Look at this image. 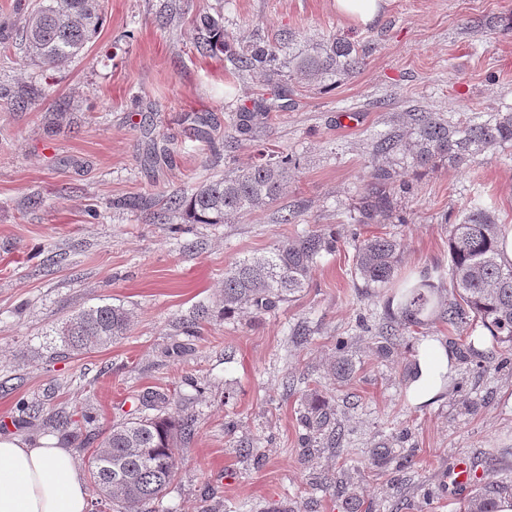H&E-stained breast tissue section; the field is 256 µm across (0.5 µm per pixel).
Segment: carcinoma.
I'll return each mask as SVG.
<instances>
[{"label":"carcinoma","instance_id":"cac0c4a2","mask_svg":"<svg viewBox=\"0 0 512 512\" xmlns=\"http://www.w3.org/2000/svg\"><path fill=\"white\" fill-rule=\"evenodd\" d=\"M102 20V0H42L23 26L20 39L34 62L51 69L80 55L96 37ZM198 52L224 53L223 16L204 14L197 18ZM240 68L258 71L270 78L281 75L276 46L253 43L232 58ZM308 79L352 73L361 61L352 42L332 37L314 51L288 58ZM270 109L239 112L233 127L240 134L252 131L267 118ZM414 139L389 136L377 145L379 154L399 153L416 167L429 168L446 160L464 165L491 148L512 145V108L498 111L485 121L450 123L433 112H414ZM296 160L283 152L260 153L250 166L206 182L186 196L173 198L166 210L181 212L186 224H222L239 215L259 211L276 200L286 188L288 169ZM371 181L357 207L359 224H382L391 219L394 192L409 191L404 175L391 165H375ZM501 225L491 211L472 206L464 209L462 221L449 225L450 289L443 295L423 270L388 298L390 322L381 331L379 351L390 353L393 338L411 327L426 325L434 316L451 327L482 328L504 353L512 351V263L504 262L497 248ZM339 238L333 228L319 229L294 239L278 241L268 252L236 261L224 273L222 313L229 317L244 308L271 312L309 285L317 260L336 251ZM400 243L387 235H371L355 246V277L364 288H386L393 284L399 262ZM131 312L121 305L103 304L83 309L61 327L62 353L78 354L105 347L126 333ZM345 341L336 340L340 355L331 371L337 381L354 372L352 361L341 355ZM143 407L154 414L142 415L112 426V431L93 451L92 483L98 498L91 512H143V507L164 494L176 473L178 448L193 431L189 418L166 412L171 405L165 392L142 395ZM332 412L326 402H314L305 415V426L327 439L334 448L338 439L329 430ZM476 494L464 512H496L499 498L512 495V482L492 476L477 480Z\"/></svg>","mask_w":512,"mask_h":512}]
</instances>
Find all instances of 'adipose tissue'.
Returning a JSON list of instances; mask_svg holds the SVG:
<instances>
[{
	"label": "adipose tissue",
	"instance_id": "obj_1",
	"mask_svg": "<svg viewBox=\"0 0 512 512\" xmlns=\"http://www.w3.org/2000/svg\"><path fill=\"white\" fill-rule=\"evenodd\" d=\"M456 377V353L441 341L421 344L407 381L417 404L434 399ZM89 501L79 462L69 449L52 442L29 445L0 435V512H88Z\"/></svg>",
	"mask_w": 512,
	"mask_h": 512
}]
</instances>
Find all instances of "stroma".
I'll return each instance as SVG.
<instances>
[{"mask_svg":"<svg viewBox=\"0 0 512 512\" xmlns=\"http://www.w3.org/2000/svg\"><path fill=\"white\" fill-rule=\"evenodd\" d=\"M217 12L229 53L264 42L295 54L338 35L364 65L321 83L236 69L195 47L194 19ZM488 17L495 31L479 25ZM262 103L274 107L270 120L236 133L232 114ZM509 107L512 0H386L366 26L338 15L333 0H105L96 38L65 64L44 70L23 46L0 48V433L58 442L87 474L113 423L161 390L172 413L193 416L195 432L156 512H345L351 503L459 512L476 487L452 490L458 458L479 471L493 454L500 476H512V364H459L449 390L411 404L403 376L420 341L454 343L470 328L435 319L379 358L373 336L386 298L356 278L352 235L401 241L398 282L435 266L436 285L448 287V228L465 206L512 225V146L459 167L418 170L390 156L411 183L393 218L360 227L354 205L375 144L410 134L409 113L484 120ZM264 148L297 164L285 192L256 213L175 234L179 216L161 224L132 205L186 195ZM286 214L293 223H281ZM327 226L340 242L309 288L269 314H220L226 269ZM105 302L131 312L127 333L89 353L54 354L50 330ZM202 305L210 313L199 334L182 335L179 319ZM300 325L310 331L302 345L292 336ZM340 338L355 366L342 386L329 376ZM314 395L328 401L340 444L306 463L301 417ZM24 403L39 417L22 414ZM56 415L78 438L49 426ZM400 434L395 459L374 463L373 448Z\"/></svg>","mask_w":512,"mask_h":512,"instance_id":"35a3bbf8","label":"stroma"}]
</instances>
